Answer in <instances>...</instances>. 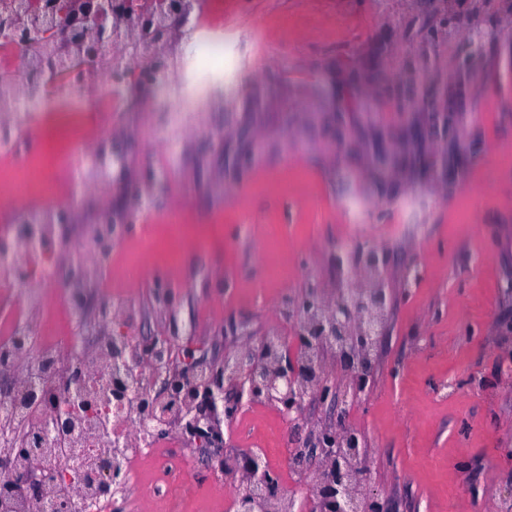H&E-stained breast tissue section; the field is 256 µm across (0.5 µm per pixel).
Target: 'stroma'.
Wrapping results in <instances>:
<instances>
[{
  "label": "stroma",
  "instance_id": "1",
  "mask_svg": "<svg viewBox=\"0 0 512 512\" xmlns=\"http://www.w3.org/2000/svg\"><path fill=\"white\" fill-rule=\"evenodd\" d=\"M224 57L215 68L223 98L198 103L189 71L177 91L194 131L165 146L156 112L162 90L137 111L83 113L76 135L49 119L25 142L29 167L55 184L45 195L13 187L15 166L0 152V213L18 199L33 209L69 206L61 262L87 240L103 206L120 212L124 188L167 172L166 196L118 225L107 263L83 283L84 316L68 320L57 268L35 285L22 323L32 336L54 330L66 350L108 335L102 304L115 302L131 336L184 335L209 354L265 336H293L277 315L308 280L344 286L337 243L387 251L389 318L367 395L349 423L367 444L369 493L395 512H512V0H224ZM481 31L474 90L448 89L465 36ZM430 52L442 82L412 76ZM447 109L480 145L465 159L448 143L445 160L419 109L384 108L385 86ZM343 112V125L334 115ZM258 142L256 163L234 174L241 149ZM422 279L405 287V267ZM178 292L162 311L156 288ZM224 429L230 448H267L288 472L283 449L303 447L330 420L310 406L284 423L277 406L244 403ZM223 473L195 462L175 494L182 512H230Z\"/></svg>",
  "mask_w": 512,
  "mask_h": 512
}]
</instances>
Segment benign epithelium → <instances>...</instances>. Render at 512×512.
<instances>
[{
    "label": "benign epithelium",
    "mask_w": 512,
    "mask_h": 512,
    "mask_svg": "<svg viewBox=\"0 0 512 512\" xmlns=\"http://www.w3.org/2000/svg\"><path fill=\"white\" fill-rule=\"evenodd\" d=\"M193 0H83L81 13L74 9L39 10L20 0L4 22L0 37L21 47L27 69L15 87L26 90L34 77L41 83L79 84L91 72L126 87V110L136 109L142 90L167 74L170 51L191 31ZM460 85L470 91L469 63L483 53V45L470 37L463 43ZM427 130L436 137L467 139L461 126L448 125V113L428 108ZM158 187L135 182L127 186L130 202L122 213L125 224L137 218V203L152 200ZM336 262L363 270L362 281L348 284L329 300L316 280L308 281L293 301L298 317L296 336H266L252 346L235 349L219 358L208 357L205 347L188 339L179 344V357H169L166 335L127 336L112 333V394L119 408L144 418L165 399L185 402L182 432L198 440L202 457L223 460L213 449L224 447L222 422L241 407L242 401H264L280 407L291 420L298 419L309 403L333 409L340 384L325 364L331 351L344 365L354 399H361L371 383L377 348L385 333L388 297L385 289L386 254L369 247L350 255L336 249ZM146 364L151 375L146 386L131 387L128 372ZM29 453L26 439L15 436L0 456V469L15 456ZM297 464L317 473L309 512H388L386 502L366 492L365 440L354 429L329 421L315 427L310 441L294 449ZM97 491L113 496L121 490V471L112 459L101 460ZM224 475L236 482V512H295V502L284 497L262 460L241 452L224 465ZM60 473L45 471L27 477L29 495L43 499L58 484Z\"/></svg>",
    "instance_id": "1"
}]
</instances>
